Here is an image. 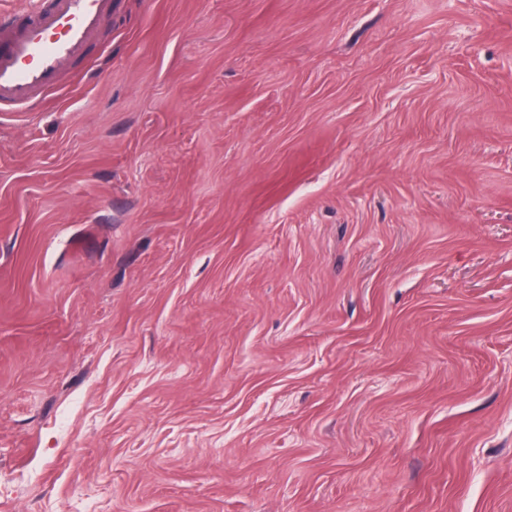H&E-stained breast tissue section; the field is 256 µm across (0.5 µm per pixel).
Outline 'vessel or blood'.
<instances>
[{
  "instance_id": "vessel-or-blood-1",
  "label": "vessel or blood",
  "mask_w": 512,
  "mask_h": 512,
  "mask_svg": "<svg viewBox=\"0 0 512 512\" xmlns=\"http://www.w3.org/2000/svg\"><path fill=\"white\" fill-rule=\"evenodd\" d=\"M114 0H19L0 12V112L36 105L59 86L112 18Z\"/></svg>"
}]
</instances>
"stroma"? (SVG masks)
<instances>
[{
	"label": "stroma",
	"mask_w": 512,
	"mask_h": 512,
	"mask_svg": "<svg viewBox=\"0 0 512 512\" xmlns=\"http://www.w3.org/2000/svg\"><path fill=\"white\" fill-rule=\"evenodd\" d=\"M0 512H512V0H116L0 113Z\"/></svg>",
	"instance_id": "stroma-1"
}]
</instances>
